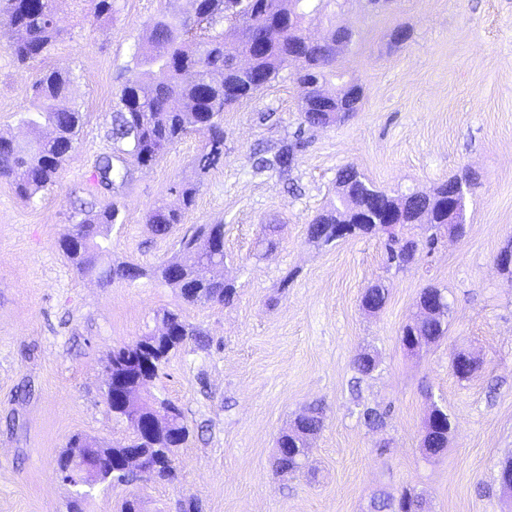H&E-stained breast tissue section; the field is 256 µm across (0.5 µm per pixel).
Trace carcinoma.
I'll return each mask as SVG.
<instances>
[{
    "label": "carcinoma",
    "instance_id": "carcinoma-1",
    "mask_svg": "<svg viewBox=\"0 0 512 512\" xmlns=\"http://www.w3.org/2000/svg\"><path fill=\"white\" fill-rule=\"evenodd\" d=\"M82 13L97 21H111L120 11L119 0H69ZM289 0H174L172 7L157 15L148 24L147 41L133 54L138 74L122 83L113 107L108 137L112 152L97 156L94 168L110 172L111 188L104 189L92 179V200L75 198L72 202L74 223L71 232L60 241V247L76 271L94 279L102 288L115 283L134 282L147 275L180 291L189 304H229L236 295L230 281L208 278L202 269L224 265V225L199 224L182 236L178 251L150 271L130 263L118 265L106 260L112 248L110 232L118 222L119 207L113 196L129 184L134 171L149 167L170 147L193 133L205 136L197 157L198 167L205 171L214 166L224 153V110L252 99L274 80L281 69L292 62L297 65L296 80L302 88L300 123L292 138L285 139L270 157L256 162L259 171L273 170L285 175L293 168L296 153L303 146L302 134L307 128L326 127L336 123V113L348 119L358 111L361 99L346 97L338 103L328 99L323 105L315 102L319 89L345 77L336 67V45L320 42L293 47L295 35H281L267 23V16H277L288 23ZM352 0H301L295 9L298 22L320 16L329 29L336 28V14ZM62 0H0V11L8 13L10 29L0 35L3 45L22 65H31L44 56L62 35L57 14ZM258 48L251 66L239 69V54ZM70 75L56 70L40 73L35 82L31 106L19 113V122L28 128L24 143L0 136V180L9 182L15 193L30 201L55 185L60 169L76 148L85 126L83 112L69 103ZM53 136H43V129ZM478 176L467 170L439 184L430 194L411 196L390 194L368 182L351 164L339 169L336 182L339 191L335 203L318 212L308 225L309 240L319 247L329 246L335 225L355 205L384 208L397 205L400 226L378 223L358 224L354 235L374 234L384 241V257L388 267L403 271L414 263L410 244L415 237L408 225L420 219L429 222L434 232L425 240L431 248L446 221L427 202L448 194V188L459 182L477 185ZM200 188L198 181H184L176 187L181 206L160 204L152 207L145 223L156 237L167 236L174 225L183 223L185 211L195 202ZM389 288L383 282L370 285L362 295L363 309L376 312L388 299ZM435 298L433 312L415 313L402 328L400 341L406 349L412 343L436 344L448 334L450 304L447 289L434 285L424 287L419 298ZM159 320L167 329L170 341L157 346L160 361L167 363L171 352L190 340L204 342V334L186 323L179 314L165 311ZM135 350L125 345L112 350L107 357L111 366L125 360L130 371ZM376 355L366 351L356 354L353 367L362 377L371 376L378 368ZM176 418L168 424L166 441H152L144 433H134L128 447L148 448L151 457L159 458L158 477L175 476L167 459L175 455L188 438L189 430L178 406ZM439 428L427 430L421 439L425 455L434 457L448 447V430L453 422L440 410ZM325 407L316 404L296 418L276 441L280 453L278 473L300 471L299 455L308 454V438L324 427ZM370 512H425L426 501L413 488L399 494L379 492L370 499Z\"/></svg>",
    "mask_w": 512,
    "mask_h": 512
}]
</instances>
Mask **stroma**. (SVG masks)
Masks as SVG:
<instances>
[{
	"instance_id": "obj_1",
	"label": "stroma",
	"mask_w": 512,
	"mask_h": 512,
	"mask_svg": "<svg viewBox=\"0 0 512 512\" xmlns=\"http://www.w3.org/2000/svg\"><path fill=\"white\" fill-rule=\"evenodd\" d=\"M166 0H121L100 24L63 10L64 35L42 64L23 67L0 45V135L25 141L19 112L41 70L70 73V98L86 124L56 184L34 201L0 181V512H120L137 497L142 512H365L373 494L412 486L428 512H512L496 482L512 456V281L495 255L512 238V0H393L353 5L336 22L353 39L338 67L363 87L359 112L305 133L289 177L253 170L255 149L276 150L299 124L301 89L285 69L251 100L224 113V159L203 175L191 136L156 164L136 170L116 201L115 263L152 267L174 255L196 224L224 227V266L237 295L229 305H192L154 279L102 288L76 272L59 247L72 224L71 200L89 183L93 161L110 151V113L120 76L149 20ZM354 165L387 191L431 192L462 169L480 184L466 233L420 252L410 268L386 269L373 236L319 248L313 216L335 201L338 170ZM201 178L194 206L164 238L145 215L171 188ZM276 225L267 233V225ZM275 249H268V240ZM385 282L378 312L361 306ZM448 290V334L416 353L400 343L421 289ZM177 312L205 334L171 352L151 393L178 405L190 434L175 451V477L146 472L132 481L77 490L55 473L73 436L126 444L133 430L112 413L105 364L112 349L160 332L157 314ZM377 354L372 376L353 358ZM479 362L466 380L455 352ZM326 406L301 472L281 476L276 439L310 404ZM455 428L444 452L425 457L420 440L431 404ZM385 412L370 429L365 409ZM388 296L389 288L384 282H376L363 293L361 298L362 307L369 312L381 310L385 306Z\"/></svg>"
}]
</instances>
